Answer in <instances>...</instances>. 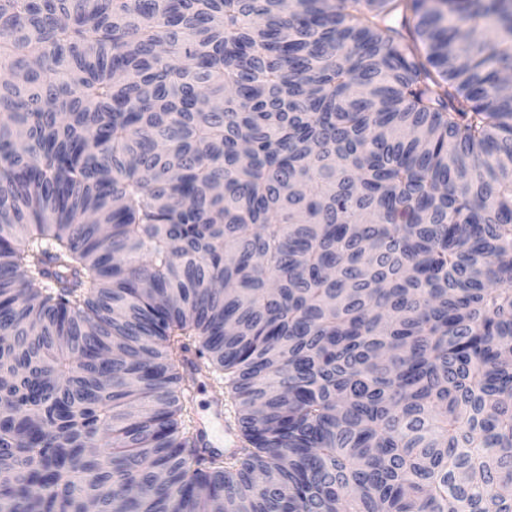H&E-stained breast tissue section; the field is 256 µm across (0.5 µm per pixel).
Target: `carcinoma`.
Returning a JSON list of instances; mask_svg holds the SVG:
<instances>
[{
  "mask_svg": "<svg viewBox=\"0 0 512 512\" xmlns=\"http://www.w3.org/2000/svg\"><path fill=\"white\" fill-rule=\"evenodd\" d=\"M511 75L512 0H0V512H512ZM191 407L193 411V417L200 427L205 426V415L204 413L209 410L214 413L219 420V427L221 435L224 438V429L226 428V422L224 417H219L215 413V409L218 406H222L224 410L225 419L228 417L229 411L233 409L232 400L228 394L225 393V388L221 389L216 381L210 376L201 377L195 385L191 394Z\"/></svg>",
  "mask_w": 512,
  "mask_h": 512,
  "instance_id": "cac0c4a2",
  "label": "carcinoma"
}]
</instances>
